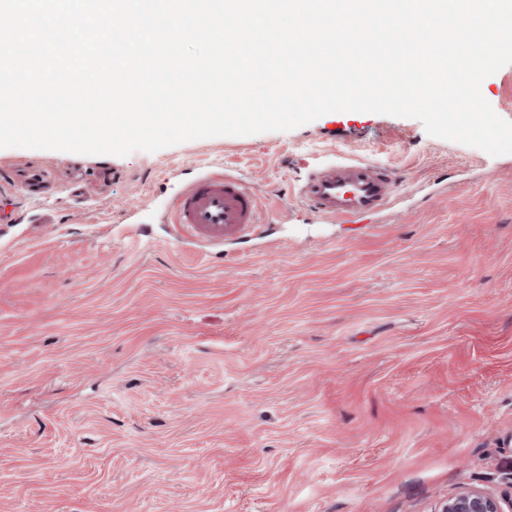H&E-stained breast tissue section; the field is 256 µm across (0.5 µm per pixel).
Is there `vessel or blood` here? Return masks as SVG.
<instances>
[{"mask_svg": "<svg viewBox=\"0 0 512 512\" xmlns=\"http://www.w3.org/2000/svg\"><path fill=\"white\" fill-rule=\"evenodd\" d=\"M347 177L330 170L312 173L304 195L314 209L344 224H362L394 192L391 179L379 168L362 162L348 166ZM172 240L192 238L223 248L225 242L255 232L259 226V197L242 177H224L205 168L191 169L174 194Z\"/></svg>", "mask_w": 512, "mask_h": 512, "instance_id": "vessel-or-blood-1", "label": "vessel or blood"}]
</instances>
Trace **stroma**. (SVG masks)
Wrapping results in <instances>:
<instances>
[{
  "label": "stroma",
  "mask_w": 512,
  "mask_h": 512,
  "mask_svg": "<svg viewBox=\"0 0 512 512\" xmlns=\"http://www.w3.org/2000/svg\"><path fill=\"white\" fill-rule=\"evenodd\" d=\"M211 161L262 200L220 263L168 240L159 193ZM335 161L394 182L369 223L300 196ZM2 210L0 512H435L465 485L512 491V154L331 112L125 157L0 149Z\"/></svg>",
  "instance_id": "35a3bbf8"
}]
</instances>
